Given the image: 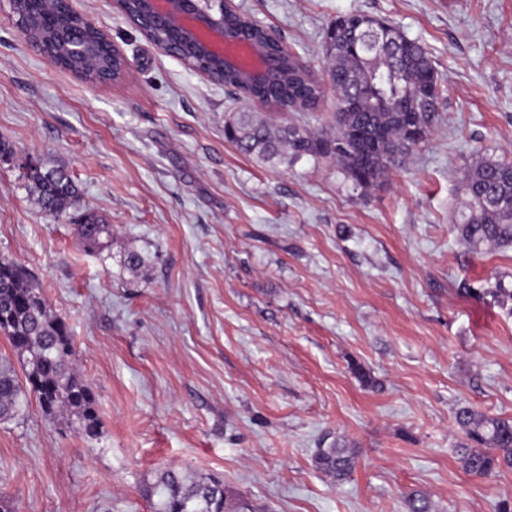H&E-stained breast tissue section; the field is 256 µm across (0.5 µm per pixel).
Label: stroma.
I'll return each instance as SVG.
<instances>
[{
    "label": "stroma",
    "mask_w": 512,
    "mask_h": 512,
    "mask_svg": "<svg viewBox=\"0 0 512 512\" xmlns=\"http://www.w3.org/2000/svg\"><path fill=\"white\" fill-rule=\"evenodd\" d=\"M128 67L112 83L55 67L0 0V257L66 323L101 422L79 435L37 402L0 423L11 512H150L164 470L212 477L265 512H495L512 468L467 473L461 407L512 419V247L471 252L454 215L468 164L512 162V0H230L314 74L325 31L362 13L427 48L444 80L428 140L355 190L329 158L272 166L224 139L228 113L333 124L251 103L147 40L116 0H71ZM63 167L112 226L87 252L46 215L27 162ZM149 262L132 273L125 252ZM481 296L465 294V287ZM357 456L336 482L318 449Z\"/></svg>",
    "instance_id": "obj_1"
}]
</instances>
